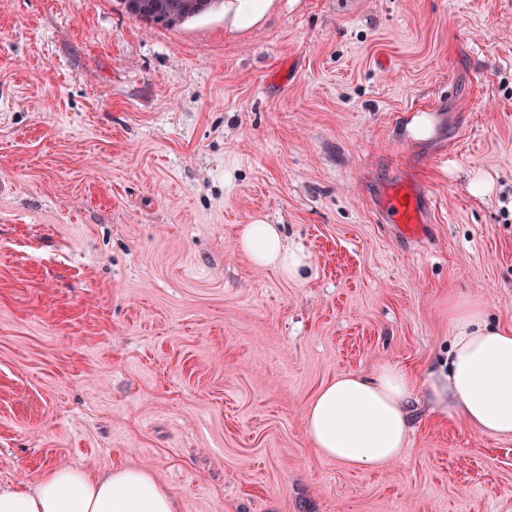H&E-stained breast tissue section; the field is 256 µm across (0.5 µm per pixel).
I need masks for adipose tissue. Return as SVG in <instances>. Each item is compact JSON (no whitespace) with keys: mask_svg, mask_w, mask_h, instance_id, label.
Here are the masks:
<instances>
[{"mask_svg":"<svg viewBox=\"0 0 512 512\" xmlns=\"http://www.w3.org/2000/svg\"><path fill=\"white\" fill-rule=\"evenodd\" d=\"M238 244L254 264L299 277L308 255L286 245L277 225H244ZM448 357L424 381L397 364L372 375L346 373L311 400L306 433L320 455L347 470L388 468L405 452L416 394L448 419L494 437L512 436V326H491L481 302L449 312ZM0 512H176L173 493L149 472L121 467L101 476L52 467L36 488L0 487Z\"/></svg>","mask_w":512,"mask_h":512,"instance_id":"obj_1","label":"adipose tissue"}]
</instances>
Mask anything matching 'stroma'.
<instances>
[{"instance_id":"1","label":"stroma","mask_w":512,"mask_h":512,"mask_svg":"<svg viewBox=\"0 0 512 512\" xmlns=\"http://www.w3.org/2000/svg\"><path fill=\"white\" fill-rule=\"evenodd\" d=\"M1 179L0 484L126 466L178 512H512V437L420 404L399 460L351 471L306 435L336 375L444 360L454 303L512 324V0L173 30L0 0ZM397 180L435 201L412 243L375 206ZM256 220L300 277L239 249ZM238 244L257 266L274 267L284 277H299L309 265L301 249L286 245L277 225L257 221L242 227Z\"/></svg>"}]
</instances>
